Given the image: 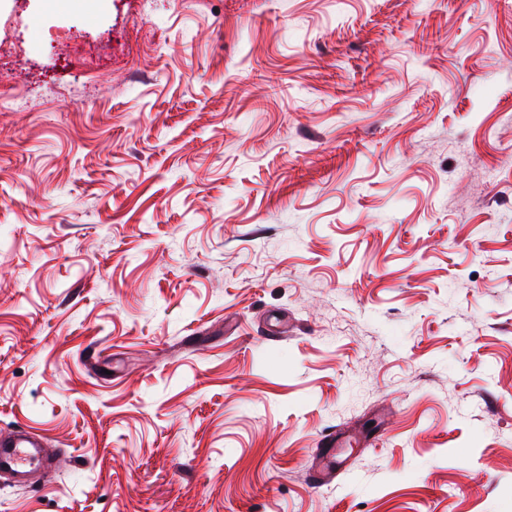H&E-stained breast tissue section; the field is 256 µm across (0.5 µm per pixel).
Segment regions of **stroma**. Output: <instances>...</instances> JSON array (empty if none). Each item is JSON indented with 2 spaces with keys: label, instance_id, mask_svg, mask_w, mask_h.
<instances>
[{
  "label": "stroma",
  "instance_id": "35a3bbf8",
  "mask_svg": "<svg viewBox=\"0 0 512 512\" xmlns=\"http://www.w3.org/2000/svg\"><path fill=\"white\" fill-rule=\"evenodd\" d=\"M0 45V433L61 459L0 512H512V0H0Z\"/></svg>",
  "mask_w": 512,
  "mask_h": 512
}]
</instances>
